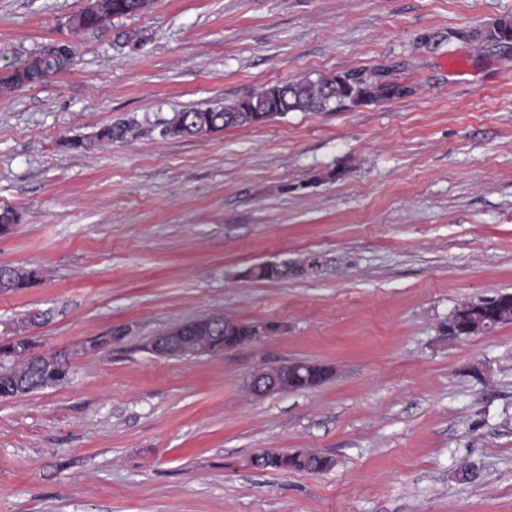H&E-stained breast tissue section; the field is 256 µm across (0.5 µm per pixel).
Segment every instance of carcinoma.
<instances>
[{"instance_id":"obj_1","label":"carcinoma","mask_w":512,"mask_h":512,"mask_svg":"<svg viewBox=\"0 0 512 512\" xmlns=\"http://www.w3.org/2000/svg\"><path fill=\"white\" fill-rule=\"evenodd\" d=\"M150 0H109L105 11L98 16L77 14L74 26L84 30H96L116 17L136 14L144 10ZM483 41L499 44L512 43V19L501 20L486 31L476 32ZM74 50H46L37 56L38 66L21 62L14 70L0 77V92L8 93L14 88L42 81L67 69L73 62ZM411 92L405 85L383 78L367 79L356 73L336 74L318 80L302 79L286 85L278 84L262 92L242 98L221 110L212 108L191 109L177 112L166 121L162 133L171 137H195L220 131L227 127L262 125L288 112H324L345 106L348 103H369L383 99L403 97ZM27 274L10 269L0 275V289L10 291L28 288ZM252 323L238 322L233 326L224 325V316L207 315L189 322L193 336H205L212 340V349H224V337L235 336L237 341L246 343L252 335ZM43 382L55 386L68 377V372L58 366L44 362L41 369ZM255 467L276 471L302 470L295 457L280 453L262 452L253 457Z\"/></svg>"}]
</instances>
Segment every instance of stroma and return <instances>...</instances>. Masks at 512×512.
<instances>
[{
    "label": "stroma",
    "mask_w": 512,
    "mask_h": 512,
    "mask_svg": "<svg viewBox=\"0 0 512 512\" xmlns=\"http://www.w3.org/2000/svg\"><path fill=\"white\" fill-rule=\"evenodd\" d=\"M85 0H0V77L56 42L74 64L0 94V340L70 357L0 399V512H512V323L451 340L512 293V0H151L76 31ZM347 72L403 97L199 137L173 113ZM122 139L95 142L104 127ZM323 254L317 278L255 281ZM208 314L262 341L189 359L158 334ZM334 376L264 398L257 370ZM314 451L327 472L261 470ZM477 467L461 480L463 464ZM476 37L483 41L499 44L512 43V19L501 20L486 31H476ZM502 296L479 302L465 301L448 317L444 326L449 338L464 339L478 334H488L498 325L511 323L512 318H499L497 304ZM272 453V452H262L260 454H257L253 457L254 465L256 468L259 469H270V470H276V471H288V470H298V471H314L312 468H309L308 470H304L301 466V464L297 461L296 457H288L283 456L282 454L286 453Z\"/></svg>",
    "instance_id": "35a3bbf8"
}]
</instances>
